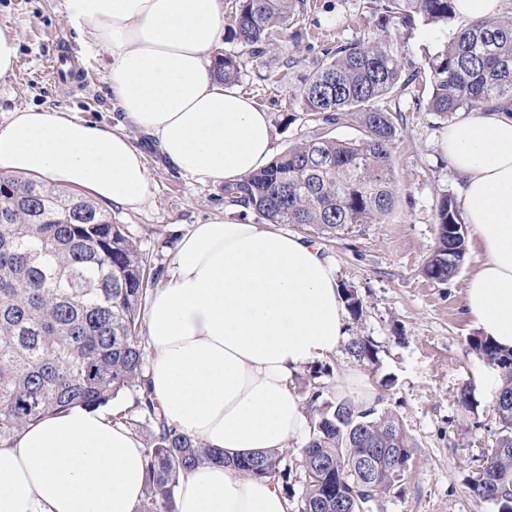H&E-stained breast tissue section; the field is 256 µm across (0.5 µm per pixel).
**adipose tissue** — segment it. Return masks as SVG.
<instances>
[{
  "mask_svg": "<svg viewBox=\"0 0 512 512\" xmlns=\"http://www.w3.org/2000/svg\"><path fill=\"white\" fill-rule=\"evenodd\" d=\"M63 8L83 55L111 57L109 89L125 119L175 169L217 184L268 163V114L213 76L222 0H64ZM441 149L463 178L482 257L465 308L482 336L512 349V114L459 120ZM0 170L131 210L152 194L145 155L120 126L52 107L0 123ZM147 305L154 396L169 423L227 458L180 478L175 512H289L277 483L234 461L305 431V400L291 379L347 335L335 268L301 236L215 216L177 241ZM145 467L140 438L108 413L49 414L0 447V512H135Z\"/></svg>",
  "mask_w": 512,
  "mask_h": 512,
  "instance_id": "adipose-tissue-1",
  "label": "adipose tissue"
}]
</instances>
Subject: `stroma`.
Returning <instances> with one entry per match:
<instances>
[{
  "label": "stroma",
  "instance_id": "obj_1",
  "mask_svg": "<svg viewBox=\"0 0 512 512\" xmlns=\"http://www.w3.org/2000/svg\"><path fill=\"white\" fill-rule=\"evenodd\" d=\"M309 8L287 36L255 62L248 48L220 40L217 51L236 55L238 89L267 112L276 152L325 130L339 139L358 136L348 120L317 127L302 108L298 90L327 51L360 40L372 22L371 0H308ZM20 32L19 64L13 79L0 82V122L29 106L67 108L91 122H122L111 102L107 55L80 57L64 15L63 0H0V27ZM464 22L416 24L400 30L407 74L450 43ZM426 91L412 86L389 108L395 143L398 190L392 211L374 224L320 239L321 252L336 269L340 289L359 298L362 311L347 319L348 336L376 347L375 363H362L346 347L295 375L296 389L315 379L323 399L361 402L372 394L376 408L392 409L417 441L419 451L401 487L385 499L383 512H498L475 496L470 479L492 447L499 424L492 397L475 392L471 408L458 402L466 384L477 383L485 363L469 350L477 329L465 310V289L478 258L467 253L457 273L443 283L429 280L424 266L436 243V213L442 195L460 198L461 182L439 149L449 122L427 111ZM142 146L152 195L140 208H112V220L127 225L155 269H164L175 242L191 225L223 215L224 187L178 173L150 138L124 127ZM361 383L347 384L349 375Z\"/></svg>",
  "mask_w": 512,
  "mask_h": 512
}]
</instances>
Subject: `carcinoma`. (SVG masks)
Instances as JSON below:
<instances>
[{"label":"carcinoma","instance_id":"obj_1","mask_svg":"<svg viewBox=\"0 0 512 512\" xmlns=\"http://www.w3.org/2000/svg\"><path fill=\"white\" fill-rule=\"evenodd\" d=\"M307 0H231L224 39L259 57L270 38L300 22ZM454 0H379L373 31L326 53L299 89L305 112L324 124L353 119L359 136L338 140L317 134L293 145L269 165L224 185V199L243 204L267 224H298L332 237L386 215L396 198L394 144L398 128L387 100L405 90L403 61L388 26L446 24ZM216 79L233 85L235 55H217ZM426 108L449 119L491 104L512 106V11L470 21L454 40L428 57ZM437 238L424 267L443 283L467 255L466 229L452 197L437 209ZM157 279L137 240L112 214L81 194L42 178L0 171V445L45 415L73 405L99 408L123 390L150 428L144 498L136 512H174L179 479L196 464L224 463L165 418L144 376L140 329L149 284ZM470 348L501 374L494 401L500 431L482 450L471 479L480 499L512 512V351L481 337ZM347 350L374 362L372 342L357 336ZM307 384L312 434L302 448L297 512H348L354 483L366 481L384 497L394 479L388 456L413 460L418 444L392 412L341 400L321 403ZM325 411H320L322 406ZM238 469L288 484L291 470L280 450L236 461Z\"/></svg>","mask_w":512,"mask_h":512}]
</instances>
